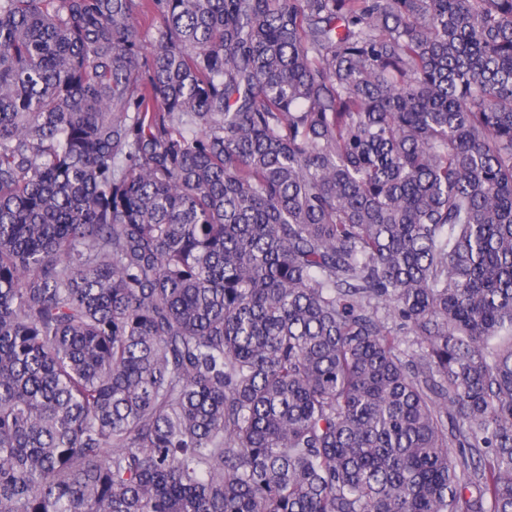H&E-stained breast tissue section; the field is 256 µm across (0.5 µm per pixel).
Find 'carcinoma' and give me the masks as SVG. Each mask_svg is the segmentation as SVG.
<instances>
[{"label": "carcinoma", "instance_id": "carcinoma-1", "mask_svg": "<svg viewBox=\"0 0 512 512\" xmlns=\"http://www.w3.org/2000/svg\"><path fill=\"white\" fill-rule=\"evenodd\" d=\"M0 512H512V0H0Z\"/></svg>", "mask_w": 512, "mask_h": 512}]
</instances>
